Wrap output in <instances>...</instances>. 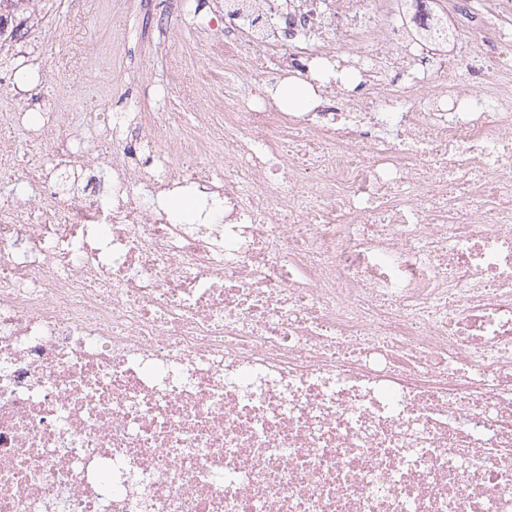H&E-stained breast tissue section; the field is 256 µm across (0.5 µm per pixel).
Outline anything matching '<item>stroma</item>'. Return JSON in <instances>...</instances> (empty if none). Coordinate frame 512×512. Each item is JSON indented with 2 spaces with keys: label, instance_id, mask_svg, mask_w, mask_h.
<instances>
[{
  "label": "stroma",
  "instance_id": "stroma-1",
  "mask_svg": "<svg viewBox=\"0 0 512 512\" xmlns=\"http://www.w3.org/2000/svg\"><path fill=\"white\" fill-rule=\"evenodd\" d=\"M190 7L177 17L170 0H36L14 18L22 38L0 48V114L64 112L79 126L92 101L103 112L149 110L163 76L177 85L167 111H223L224 81L239 75L235 61L209 58L224 17L209 0Z\"/></svg>",
  "mask_w": 512,
  "mask_h": 512
}]
</instances>
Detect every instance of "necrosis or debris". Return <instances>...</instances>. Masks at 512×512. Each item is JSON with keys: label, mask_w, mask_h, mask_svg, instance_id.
I'll return each instance as SVG.
<instances>
[{"label": "necrosis or debris", "mask_w": 512, "mask_h": 512, "mask_svg": "<svg viewBox=\"0 0 512 512\" xmlns=\"http://www.w3.org/2000/svg\"><path fill=\"white\" fill-rule=\"evenodd\" d=\"M482 3L495 25L447 0H226L216 55L248 68L195 126L0 119L53 144L27 196L0 140V512H512V82L408 66L433 27L499 67L512 10ZM335 46L366 59L364 97L262 95Z\"/></svg>", "instance_id": "necrosis-or-debris-1"}]
</instances>
